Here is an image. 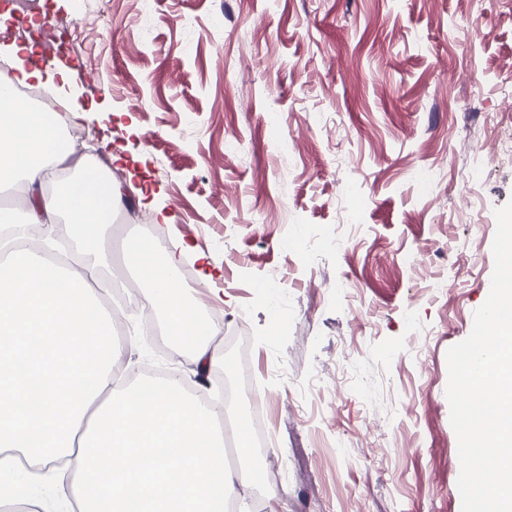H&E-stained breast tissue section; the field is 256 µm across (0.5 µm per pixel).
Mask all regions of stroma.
<instances>
[{"label":"stroma","mask_w":512,"mask_h":512,"mask_svg":"<svg viewBox=\"0 0 512 512\" xmlns=\"http://www.w3.org/2000/svg\"><path fill=\"white\" fill-rule=\"evenodd\" d=\"M139 11L112 0L108 38L87 25L94 61L40 44L27 62L51 73L66 127L97 139L101 178L142 176L173 214L161 248L221 269L186 287L220 315L221 361L198 371L162 322L147 336L131 312L116 379L177 371L218 403L241 386L237 414L261 409L284 468L277 498L247 484L250 512H461L446 353L488 297L493 211L512 199V155L490 152L512 141V0H151L145 44ZM43 15L71 24L81 0L0 11V76ZM153 210L126 192L99 276ZM67 470L58 458L0 478L24 506L71 512Z\"/></svg>","instance_id":"obj_1"}]
</instances>
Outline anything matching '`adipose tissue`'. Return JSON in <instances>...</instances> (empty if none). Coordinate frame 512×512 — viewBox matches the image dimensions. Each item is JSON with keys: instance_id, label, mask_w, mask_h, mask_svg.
<instances>
[{"instance_id": "adipose-tissue-1", "label": "adipose tissue", "mask_w": 512, "mask_h": 512, "mask_svg": "<svg viewBox=\"0 0 512 512\" xmlns=\"http://www.w3.org/2000/svg\"><path fill=\"white\" fill-rule=\"evenodd\" d=\"M19 68L0 83V187L25 182L35 200L24 217L0 213V471L8 450L69 457V493L77 512H226L241 478L224 455V429L214 408L171 374L116 383L112 314L91 283L40 253L10 248L27 225L66 215L77 241L102 250V233L122 188L105 184L95 166L58 194H41L55 164L70 156L44 112L20 106L12 84L43 81ZM184 246L157 252L151 238L124 242L123 258L144 286L140 307L162 314L169 338L189 349L198 369L219 359L217 325L184 296L175 276Z\"/></svg>"}]
</instances>
